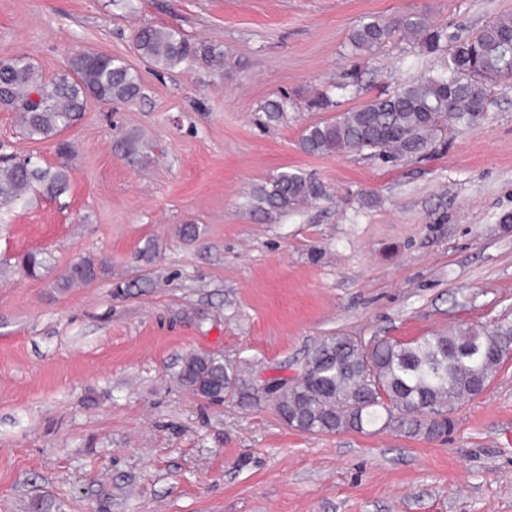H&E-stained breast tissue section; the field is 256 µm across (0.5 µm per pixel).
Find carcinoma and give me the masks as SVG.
Masks as SVG:
<instances>
[{"label":"carcinoma","instance_id":"cac0c4a2","mask_svg":"<svg viewBox=\"0 0 512 512\" xmlns=\"http://www.w3.org/2000/svg\"><path fill=\"white\" fill-rule=\"evenodd\" d=\"M404 34L421 54L447 53L444 67L308 126L300 139L302 150L312 155L371 150L386 160L414 159L427 153L447 127L471 128L486 119L493 85L512 75V14H500L466 37L448 33L423 13L388 22L371 18L352 31L349 45L353 55L372 58ZM135 47L145 63L165 71L224 63L219 45L192 42L159 25L139 29ZM140 90L139 73L108 55H75L50 80L24 54L0 59V104L19 111L20 130L32 140L57 138L83 117L92 99L132 104ZM287 108L286 97L270 100L257 120L277 124ZM117 146L134 167L143 165L150 149L135 133L122 135ZM57 152L61 162L56 165L44 166L30 157L0 160V205L35 194H65L68 144L58 143ZM322 194L311 178L283 171L252 189L250 206L273 218ZM100 271L94 260H82L58 277L55 286L72 288ZM511 357L512 321L507 320L490 327L460 325L407 343L336 335L307 356L303 381L274 379L265 394L288 426L301 432L363 433L378 425L430 440L448 433L458 406L483 393ZM179 380L196 394L199 386L208 385L216 394L232 391L243 400L252 399L238 367L213 354L185 357Z\"/></svg>","mask_w":512,"mask_h":512}]
</instances>
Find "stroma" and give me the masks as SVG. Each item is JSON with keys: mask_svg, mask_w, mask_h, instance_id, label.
Listing matches in <instances>:
<instances>
[{"mask_svg": "<svg viewBox=\"0 0 512 512\" xmlns=\"http://www.w3.org/2000/svg\"><path fill=\"white\" fill-rule=\"evenodd\" d=\"M420 11L469 36L512 0H0V57L28 54L49 79L104 54L142 83L134 104L90 103L64 132L65 195L0 207V512H512V358L429 441L300 432L266 398L214 404L177 380L195 351L257 391L330 336L409 342L512 320V77L483 124L420 159L299 147L308 125L443 65L402 40L349 52L360 22ZM148 24L221 45L223 67H148L134 46ZM284 93V121L255 124ZM322 94L331 108L311 106ZM127 131L152 146L143 166L115 149ZM0 149L57 161L3 109ZM281 171L323 197L255 215L250 190ZM33 250L37 277L20 266ZM88 257L108 276L54 288Z\"/></svg>", "mask_w": 512, "mask_h": 512, "instance_id": "obj_1", "label": "stroma"}]
</instances>
